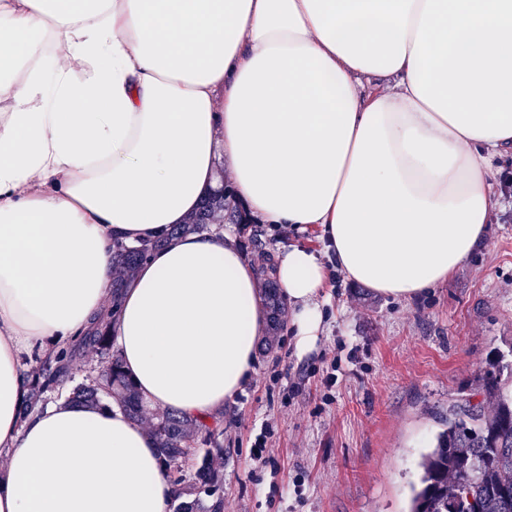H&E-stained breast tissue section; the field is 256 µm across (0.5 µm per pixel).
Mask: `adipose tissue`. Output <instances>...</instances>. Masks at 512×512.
Listing matches in <instances>:
<instances>
[{
  "mask_svg": "<svg viewBox=\"0 0 512 512\" xmlns=\"http://www.w3.org/2000/svg\"><path fill=\"white\" fill-rule=\"evenodd\" d=\"M510 154L512 0H0V512L167 510L122 409L20 414L25 355L100 324L115 241L167 238L112 318L140 395L196 419L249 383L254 269L224 232L171 233L218 165L261 221L320 232L273 268L301 361L332 272L411 300L476 255Z\"/></svg>",
  "mask_w": 512,
  "mask_h": 512,
  "instance_id": "adipose-tissue-1",
  "label": "adipose tissue"
}]
</instances>
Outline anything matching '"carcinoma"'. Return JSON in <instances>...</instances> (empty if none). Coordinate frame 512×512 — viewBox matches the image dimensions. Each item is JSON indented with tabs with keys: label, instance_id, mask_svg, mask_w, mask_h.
I'll use <instances>...</instances> for the list:
<instances>
[{
	"label": "carcinoma",
	"instance_id": "obj_1",
	"mask_svg": "<svg viewBox=\"0 0 512 512\" xmlns=\"http://www.w3.org/2000/svg\"><path fill=\"white\" fill-rule=\"evenodd\" d=\"M232 194L221 191L205 198L200 208L171 234L207 230L214 214L231 207ZM166 238L157 237L138 245L116 242L112 266V300L119 298L138 265L147 254L163 246ZM93 349L106 366L97 384H78L68 395L69 402L82 406L101 404L100 391L116 392L130 419L146 418L142 399L125 374L113 348L108 325L86 335L79 346L61 352L56 361H37L29 386L24 412L33 411L44 394L56 390L58 376L78 370L81 352ZM512 343L508 350L497 349L475 378L476 394L489 399L493 411L470 398L448 405V414L432 445L420 454L416 480L410 483L405 512H512ZM221 419L212 423L168 413L155 425V439L163 467L173 475L174 512H221L224 506V481L211 466L210 458L223 454L216 440ZM204 447L198 456V447Z\"/></svg>",
	"mask_w": 512,
	"mask_h": 512
}]
</instances>
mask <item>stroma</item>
Masks as SVG:
<instances>
[{
  "instance_id": "35a3bbf8",
  "label": "stroma",
  "mask_w": 512,
  "mask_h": 512,
  "mask_svg": "<svg viewBox=\"0 0 512 512\" xmlns=\"http://www.w3.org/2000/svg\"><path fill=\"white\" fill-rule=\"evenodd\" d=\"M229 230L251 260L296 238L257 222ZM326 293L318 353L295 359L281 309L252 380L224 407L212 461L224 512H404L439 417L512 341V207L495 210L487 247L427 297L392 300L339 275ZM265 424L274 453L261 465L254 442Z\"/></svg>"
}]
</instances>
